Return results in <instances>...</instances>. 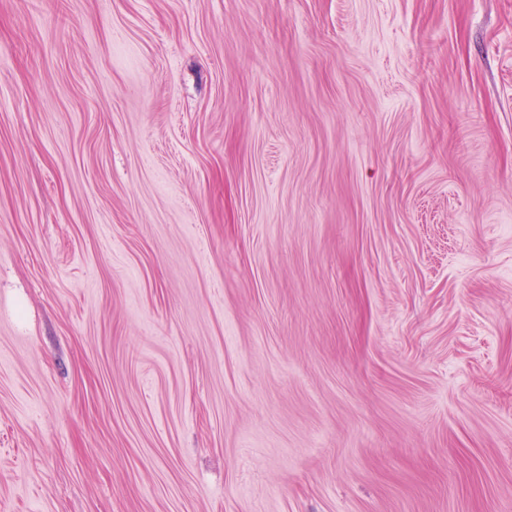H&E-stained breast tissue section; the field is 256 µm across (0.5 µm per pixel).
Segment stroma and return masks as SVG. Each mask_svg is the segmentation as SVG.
Instances as JSON below:
<instances>
[{
	"instance_id": "stroma-1",
	"label": "stroma",
	"mask_w": 512,
	"mask_h": 512,
	"mask_svg": "<svg viewBox=\"0 0 512 512\" xmlns=\"http://www.w3.org/2000/svg\"><path fill=\"white\" fill-rule=\"evenodd\" d=\"M0 512H512V0H0Z\"/></svg>"
}]
</instances>
